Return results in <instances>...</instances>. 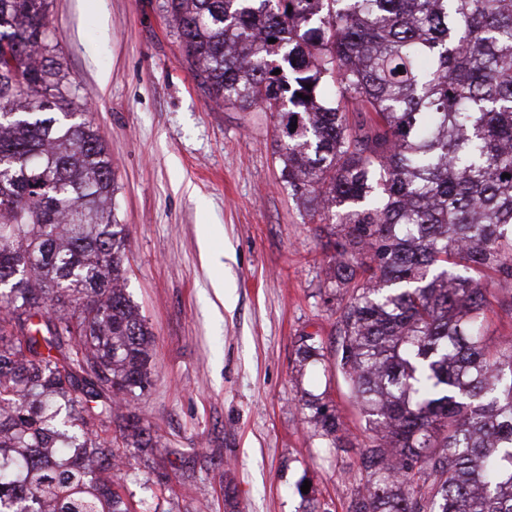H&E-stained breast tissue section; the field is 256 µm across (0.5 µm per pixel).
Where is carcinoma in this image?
<instances>
[{
    "mask_svg": "<svg viewBox=\"0 0 512 512\" xmlns=\"http://www.w3.org/2000/svg\"><path fill=\"white\" fill-rule=\"evenodd\" d=\"M48 4L0 0V512H131L122 456L158 444L131 407L154 336ZM162 8L213 102L276 115L283 186L351 291L336 368L367 440L348 512H512V337L485 332L491 279L512 280V0ZM298 354L322 357L311 336ZM302 409L338 440L325 394Z\"/></svg>",
    "mask_w": 512,
    "mask_h": 512,
    "instance_id": "1",
    "label": "carcinoma"
}]
</instances>
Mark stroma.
Segmentation results:
<instances>
[{
    "label": "stroma",
    "mask_w": 512,
    "mask_h": 512,
    "mask_svg": "<svg viewBox=\"0 0 512 512\" xmlns=\"http://www.w3.org/2000/svg\"><path fill=\"white\" fill-rule=\"evenodd\" d=\"M74 110L112 157L127 291L155 337L136 403L158 437L125 459L135 512H347L365 420L336 370L329 252L281 185L267 112L216 106L162 0H49ZM323 346L299 372L303 337ZM326 393L343 424L315 435L298 399Z\"/></svg>",
    "instance_id": "1"
}]
</instances>
